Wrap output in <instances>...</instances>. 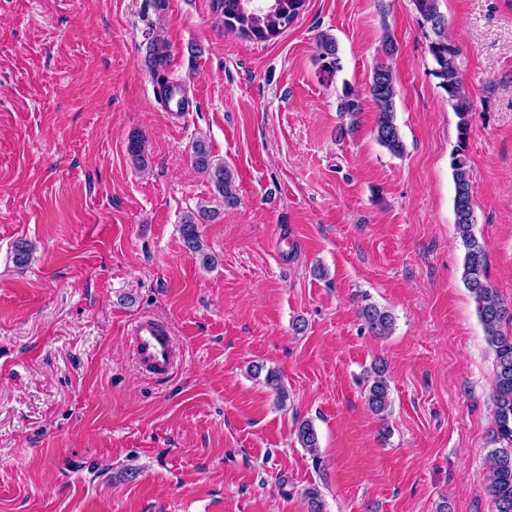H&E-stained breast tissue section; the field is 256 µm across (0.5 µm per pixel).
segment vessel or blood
Returning <instances> with one entry per match:
<instances>
[{"label":"vessel or blood","instance_id":"obj_1","mask_svg":"<svg viewBox=\"0 0 512 512\" xmlns=\"http://www.w3.org/2000/svg\"><path fill=\"white\" fill-rule=\"evenodd\" d=\"M158 97L165 111L183 115L193 111L197 103L184 92L182 81L169 80L157 87ZM135 360L149 375L165 377L177 365L175 340L169 328L151 317L139 319L131 328Z\"/></svg>","mask_w":512,"mask_h":512}]
</instances>
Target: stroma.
<instances>
[{
  "instance_id": "obj_1",
  "label": "stroma",
  "mask_w": 512,
  "mask_h": 512,
  "mask_svg": "<svg viewBox=\"0 0 512 512\" xmlns=\"http://www.w3.org/2000/svg\"><path fill=\"white\" fill-rule=\"evenodd\" d=\"M439 6L474 104L475 233L512 304V0ZM323 32L343 66L329 84ZM387 34L399 156L372 103L339 133L338 96L367 91ZM154 44L189 115L153 94ZM457 122L412 0H306L265 43L225 30L213 0H0V512H307L311 484L326 512H492L494 351L461 279ZM200 138L237 206L196 165ZM204 200L211 268L180 234ZM21 240L36 250L19 269ZM367 301L390 336L364 327ZM142 316L173 333L168 378L135 363ZM377 358L382 416L364 397ZM318 63L320 64V75L327 81L333 79L341 71V58L339 56L336 39L327 33L319 36L317 42ZM360 317L376 336H389L392 333L394 319L389 311L366 304L360 310ZM295 432L299 444L310 454L315 466L321 465L319 437L312 421L302 420L297 425Z\"/></svg>"
}]
</instances>
